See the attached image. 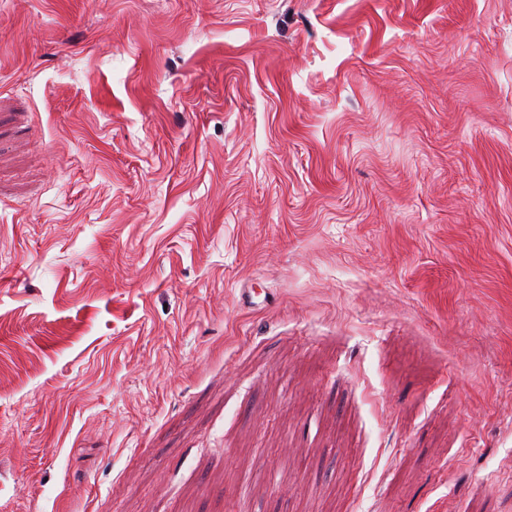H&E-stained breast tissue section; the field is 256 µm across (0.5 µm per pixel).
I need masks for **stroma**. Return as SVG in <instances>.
<instances>
[{"label": "stroma", "mask_w": 512, "mask_h": 512, "mask_svg": "<svg viewBox=\"0 0 512 512\" xmlns=\"http://www.w3.org/2000/svg\"><path fill=\"white\" fill-rule=\"evenodd\" d=\"M0 512H512V0H0Z\"/></svg>", "instance_id": "obj_1"}]
</instances>
